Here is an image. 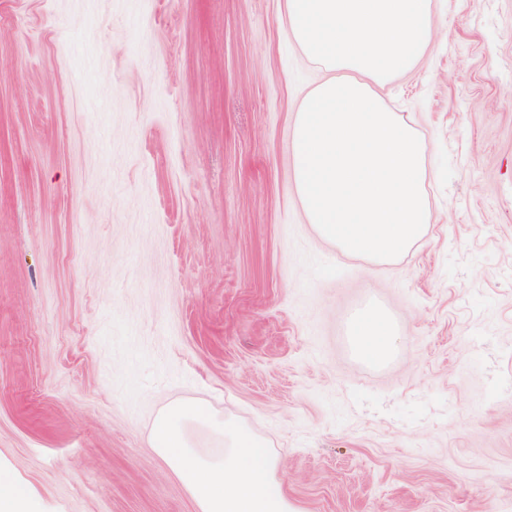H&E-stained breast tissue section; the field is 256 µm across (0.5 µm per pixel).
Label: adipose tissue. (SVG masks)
<instances>
[{
  "label": "adipose tissue",
  "instance_id": "obj_1",
  "mask_svg": "<svg viewBox=\"0 0 512 512\" xmlns=\"http://www.w3.org/2000/svg\"><path fill=\"white\" fill-rule=\"evenodd\" d=\"M282 23L325 74L293 122L294 178L307 220L345 255L396 260L432 222L426 143L377 89L429 52L434 0H285ZM349 336L361 360L379 364L394 352L398 331L373 305L354 317Z\"/></svg>",
  "mask_w": 512,
  "mask_h": 512
}]
</instances>
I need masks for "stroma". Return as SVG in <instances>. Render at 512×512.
Returning a JSON list of instances; mask_svg holds the SVG:
<instances>
[{
	"label": "stroma",
	"mask_w": 512,
	"mask_h": 512,
	"mask_svg": "<svg viewBox=\"0 0 512 512\" xmlns=\"http://www.w3.org/2000/svg\"><path fill=\"white\" fill-rule=\"evenodd\" d=\"M380 90L427 145L390 264L305 218L292 124L324 77L284 0H0V483L39 512H197L179 401L249 429L299 512H512V0H435ZM398 341L350 344L368 303ZM349 336L352 349L361 360L379 364L394 352L398 331L387 311L373 305L354 317Z\"/></svg>",
	"instance_id": "1"
}]
</instances>
